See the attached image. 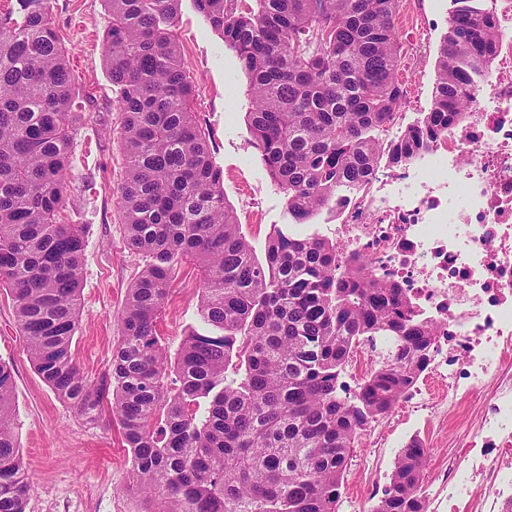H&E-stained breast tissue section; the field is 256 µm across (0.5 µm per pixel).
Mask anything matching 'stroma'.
Segmentation results:
<instances>
[{
  "label": "stroma",
  "mask_w": 512,
  "mask_h": 512,
  "mask_svg": "<svg viewBox=\"0 0 512 512\" xmlns=\"http://www.w3.org/2000/svg\"><path fill=\"white\" fill-rule=\"evenodd\" d=\"M50 18L67 52L70 77L86 103L88 116L74 139L66 215L86 227L79 324L72 352L89 376L112 367L127 291L143 260L125 242L117 187L126 170L120 141L123 115L117 107L102 43L108 25L104 0H50ZM451 0H402L401 13H418L424 30L398 24L403 54L398 78L405 95V120L429 111L441 42L448 30ZM176 32L186 70L196 81L194 110L209 137L215 163L223 172L224 196L256 255H264L269 235L286 224L285 199L275 190L250 144L245 114L248 79L196 11L182 0ZM200 275L178 267L160 318L161 338L177 350L198 326ZM0 362L10 366L16 404L15 431L36 490L26 512H144V499L132 486L131 458L116 422L85 423L60 400L33 367L20 336L9 295L0 294ZM387 441L375 448L360 433L351 451L337 512H368L388 480L395 457L411 439L424 442L428 459L422 492L428 512H448V467L456 459L465 428L439 422L400 401L375 423Z\"/></svg>",
  "instance_id": "stroma-1"
}]
</instances>
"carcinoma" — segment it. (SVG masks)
<instances>
[{
	"mask_svg": "<svg viewBox=\"0 0 512 512\" xmlns=\"http://www.w3.org/2000/svg\"><path fill=\"white\" fill-rule=\"evenodd\" d=\"M0 12V288L55 395L95 423L109 406L145 512H337L356 437L386 416L431 361L435 328L369 257L280 229L259 261L224 197L194 112L195 82L173 33L181 0H105L103 56L123 112L119 187L126 244L145 258L129 288L112 370L72 357L85 227L66 217V174L85 119L48 0ZM400 0H195L249 84L252 147L309 222L364 188L381 165L407 166L458 124L472 77L492 68L493 9L453 0L432 106L395 140ZM202 272L199 328L171 357L158 319L178 266ZM377 365L350 388L354 351ZM12 372L0 363V512L34 490L15 433ZM428 449L410 440L370 512H427Z\"/></svg>",
	"mask_w": 512,
	"mask_h": 512,
	"instance_id": "obj_1",
	"label": "carcinoma"
}]
</instances>
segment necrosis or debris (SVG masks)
<instances>
[{
  "mask_svg": "<svg viewBox=\"0 0 512 512\" xmlns=\"http://www.w3.org/2000/svg\"><path fill=\"white\" fill-rule=\"evenodd\" d=\"M495 8L496 64L465 123L352 196L333 239L338 257L370 255L438 324L445 388L431 408L450 417L460 396H483L448 473V512L476 493L486 512H512V0Z\"/></svg>",
  "mask_w": 512,
  "mask_h": 512,
  "instance_id": "necrosis-or-debris-1",
  "label": "necrosis or debris"
}]
</instances>
